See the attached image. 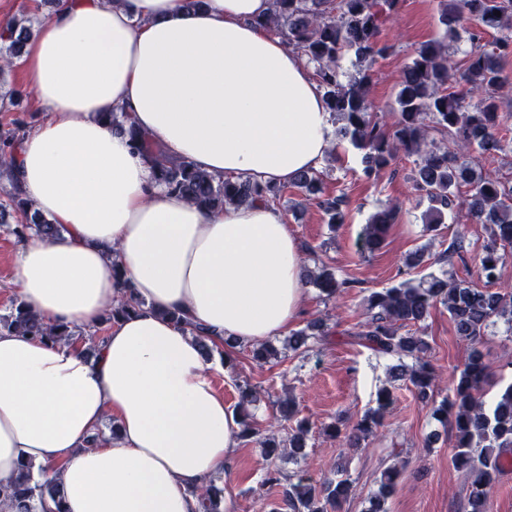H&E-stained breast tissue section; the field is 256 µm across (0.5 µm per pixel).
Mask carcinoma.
<instances>
[{
	"label": "carcinoma",
	"instance_id": "1",
	"mask_svg": "<svg viewBox=\"0 0 512 512\" xmlns=\"http://www.w3.org/2000/svg\"><path fill=\"white\" fill-rule=\"evenodd\" d=\"M400 0H272V12L265 26L279 35L290 48L315 65L317 81L323 90L328 111L338 124L336 136L363 151L362 174L371 179L385 169L395 154L403 151L417 156L413 190L427 198L431 220L426 230H438L445 210L463 207L476 224L487 227L488 236L477 255L480 287L466 280L448 277V271L429 274L417 284L401 283L370 293L366 298L367 319L357 331L349 334L354 345L392 358L391 378L408 379L418 398L431 408L432 415L454 438L456 468L472 475L465 512H488L491 491L512 458V385L500 393L489 409L482 400L483 384L490 375L481 344L485 330L495 319L512 324V292L502 293L488 288L498 282L506 260V249H512V185L490 174H476L471 162L460 160L459 152L478 149L481 152L501 151L496 136L498 124L497 98L504 88L501 60L512 56V0H440V20L445 26L441 40L419 47L406 67L396 98V120L391 129L381 124L372 112L369 101L370 76L365 69L346 75L340 65L344 54L352 52L358 63L371 62L385 55L388 46L379 42L383 7L394 11ZM500 15H494V12ZM501 33L494 49L479 48L470 53L469 64L460 75L461 89L447 92L450 79L447 42L468 35L474 42L479 34L470 31L467 22ZM34 20L12 18L0 33V73L11 67L31 38ZM478 97L475 104L469 99ZM112 124L128 127L135 147L153 162L154 177L170 192L188 199L200 209L221 212L228 206H246L256 201L275 202L282 193L278 185H262L248 177L219 178L189 162L172 164L161 155L159 146L148 136L127 126L128 116L110 112ZM14 128L0 131V179H6L11 190L8 203H0V223H5L6 208L23 217L15 225L19 239L33 232L46 238L61 234L62 227L42 214L31 211L12 175L13 151L26 132L24 122L17 119ZM446 133L453 147L440 146L428 140V129ZM319 178L306 171L293 179V184L310 194L319 191ZM462 184L470 186L469 194L459 198L455 190ZM334 228L344 222L345 200L327 197L317 201ZM398 219V210L389 207L374 214L363 228L360 244L374 252L385 244L389 229ZM112 278L123 290L118 303L105 314L104 322L112 323L136 311L141 302L133 295L117 266ZM306 282L318 288L328 300L351 287V282L338 279L324 269L318 274H305ZM442 304L454 323L457 335L471 345L467 363L453 372L452 395L436 399V370L427 359L428 343L414 331L421 326L430 310ZM0 328L15 330L26 336L51 341L68 340L78 329L59 325L48 327L18 301L7 314L0 315ZM328 338L324 324L314 320L294 331L286 341L293 352H307L314 344ZM199 339L206 357L216 352L224 357L237 349V343L224 339L222 346L208 344V336ZM252 359L267 363L277 357L278 349L269 342L251 350ZM236 411L240 415L241 440L255 442L263 448L266 467L262 483L282 487V497L262 504V512H339L353 494L352 481L339 473L313 484L299 474L285 472L277 461L288 455L301 454L310 433L309 423L296 420L286 435L265 434L250 413L257 402V393L245 382L237 385ZM393 404V391L382 387L377 392L376 407L369 409L354 424L342 419L323 428L330 437L344 436L351 446L361 444L383 425L384 415ZM480 452H475V449ZM34 466L29 464L8 487L0 488V500L9 502L14 512H34L35 502L50 497L60 502L61 489L54 480H36ZM397 466L385 467L377 491L370 497L365 512H387V502L397 486ZM200 504V512H224V486L212 482L205 488L192 490Z\"/></svg>",
	"mask_w": 512,
	"mask_h": 512
}]
</instances>
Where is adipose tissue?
<instances>
[{"label": "adipose tissue", "mask_w": 512, "mask_h": 512, "mask_svg": "<svg viewBox=\"0 0 512 512\" xmlns=\"http://www.w3.org/2000/svg\"><path fill=\"white\" fill-rule=\"evenodd\" d=\"M270 10L59 0L26 45L20 65L49 117L14 175L63 230L20 242V298L47 325L92 330L120 296L117 268L141 302L91 356L0 329V486L22 463L45 467L62 501L39 512H199L192 488L231 473L239 416L194 329L242 346L287 332L305 297L300 244L266 203L211 213L171 193L103 115L131 113L168 162L215 176L280 185L315 169L330 114L305 60L260 26ZM109 417L117 436L91 445Z\"/></svg>", "instance_id": "ef3b65f1"}]
</instances>
